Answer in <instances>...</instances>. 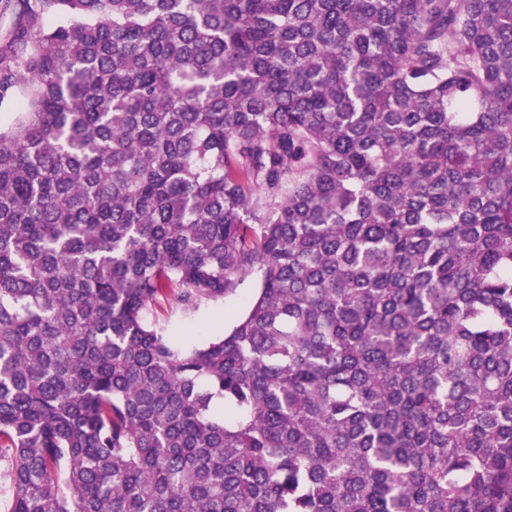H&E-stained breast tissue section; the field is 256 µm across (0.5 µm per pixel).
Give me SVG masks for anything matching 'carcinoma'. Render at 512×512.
<instances>
[{
  "label": "carcinoma",
  "instance_id": "cac0c4a2",
  "mask_svg": "<svg viewBox=\"0 0 512 512\" xmlns=\"http://www.w3.org/2000/svg\"><path fill=\"white\" fill-rule=\"evenodd\" d=\"M3 9L8 512H512V0ZM258 279L256 273L247 276L235 293L226 296L222 302L204 308L191 319L182 318L167 302L161 301L152 308L148 320L168 325L180 340H188L198 345L207 344L224 335V329H229L248 311Z\"/></svg>",
  "mask_w": 512,
  "mask_h": 512
}]
</instances>
